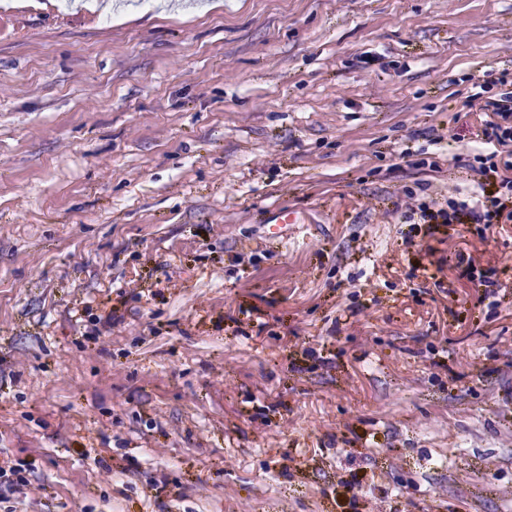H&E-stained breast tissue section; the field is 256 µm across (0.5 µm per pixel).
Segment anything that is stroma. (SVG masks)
Wrapping results in <instances>:
<instances>
[{
  "mask_svg": "<svg viewBox=\"0 0 512 512\" xmlns=\"http://www.w3.org/2000/svg\"><path fill=\"white\" fill-rule=\"evenodd\" d=\"M490 69L512 0H0V512H512V223L422 218Z\"/></svg>",
  "mask_w": 512,
  "mask_h": 512,
  "instance_id": "35a3bbf8",
  "label": "stroma"
}]
</instances>
